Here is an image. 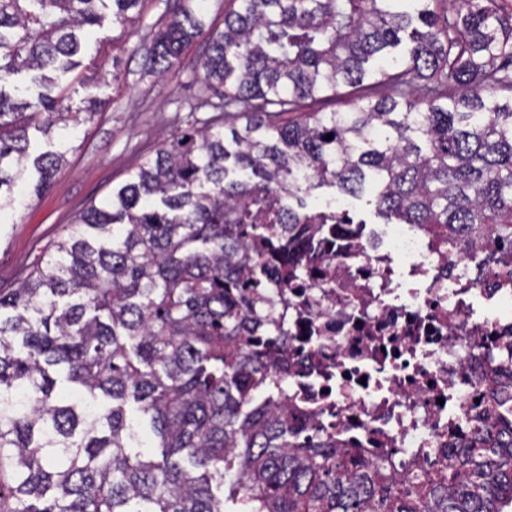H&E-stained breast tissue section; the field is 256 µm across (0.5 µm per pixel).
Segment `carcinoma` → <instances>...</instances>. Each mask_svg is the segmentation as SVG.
I'll return each instance as SVG.
<instances>
[{
  "label": "carcinoma",
  "mask_w": 512,
  "mask_h": 512,
  "mask_svg": "<svg viewBox=\"0 0 512 512\" xmlns=\"http://www.w3.org/2000/svg\"><path fill=\"white\" fill-rule=\"evenodd\" d=\"M144 0H0V211L48 190L94 103L59 83L103 11ZM208 34L190 110L45 264L0 292V456L10 512H506L512 410L448 463L402 475L288 408L283 269L310 246L294 208L324 186L453 248L512 251V21L496 0H231L224 30L177 0L145 65ZM26 71L42 92L5 84ZM387 84L391 93L372 96ZM345 97V111L306 112ZM290 115L285 121L283 116ZM244 116L242 127L234 119ZM51 149L29 153V129ZM332 139H326L327 135ZM159 449V457L141 449Z\"/></svg>",
  "instance_id": "cac0c4a2"
}]
</instances>
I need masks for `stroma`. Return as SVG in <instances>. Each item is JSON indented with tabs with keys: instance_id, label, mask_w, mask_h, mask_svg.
<instances>
[{
	"instance_id": "1",
	"label": "stroma",
	"mask_w": 512,
	"mask_h": 512,
	"mask_svg": "<svg viewBox=\"0 0 512 512\" xmlns=\"http://www.w3.org/2000/svg\"><path fill=\"white\" fill-rule=\"evenodd\" d=\"M172 6L173 0H146L126 27L107 20L86 35L80 57L86 79L73 83L72 103L94 98L100 106L71 137L66 162L49 190L0 213V289L17 287L67 235L78 212L102 204L185 121L184 103L196 95L203 76L206 37L187 48L179 71L161 77L144 67L148 34Z\"/></svg>"
}]
</instances>
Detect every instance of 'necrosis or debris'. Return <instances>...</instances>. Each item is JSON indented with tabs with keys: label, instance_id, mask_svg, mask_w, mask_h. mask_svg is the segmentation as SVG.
<instances>
[{
	"label": "necrosis or debris",
	"instance_id": "necrosis-or-debris-1",
	"mask_svg": "<svg viewBox=\"0 0 512 512\" xmlns=\"http://www.w3.org/2000/svg\"><path fill=\"white\" fill-rule=\"evenodd\" d=\"M410 224L342 223L286 281L288 401L366 459L447 460L494 407L488 352L512 343V277Z\"/></svg>",
	"mask_w": 512,
	"mask_h": 512
}]
</instances>
